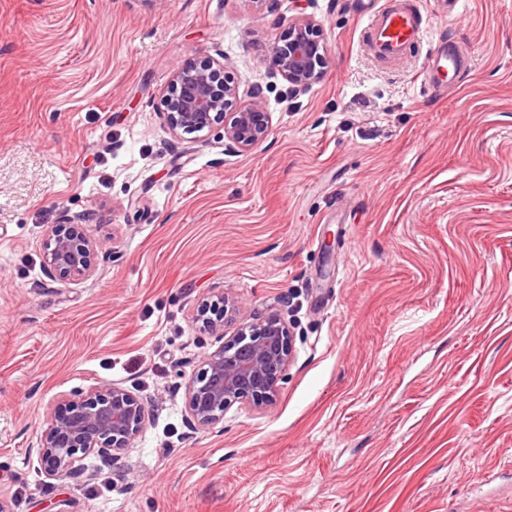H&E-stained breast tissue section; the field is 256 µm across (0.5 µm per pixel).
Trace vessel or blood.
I'll use <instances>...</instances> for the list:
<instances>
[{"mask_svg":"<svg viewBox=\"0 0 512 512\" xmlns=\"http://www.w3.org/2000/svg\"><path fill=\"white\" fill-rule=\"evenodd\" d=\"M366 34L371 51L386 61L404 59L411 47L423 36L421 14L407 0H384L368 17ZM471 61L460 52L454 41H434L426 57L424 83L432 90L444 89L440 72L458 73L470 67Z\"/></svg>","mask_w":512,"mask_h":512,"instance_id":"obj_1","label":"vessel or blood"}]
</instances>
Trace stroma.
I'll return each mask as SVG.
<instances>
[{
    "mask_svg": "<svg viewBox=\"0 0 512 512\" xmlns=\"http://www.w3.org/2000/svg\"><path fill=\"white\" fill-rule=\"evenodd\" d=\"M383 0H0V496L12 512H512V0H413L400 66L363 30ZM322 27L323 80L268 49ZM473 66L421 87L430 44ZM189 58L260 87L268 138L175 139L157 108ZM105 242L49 278L46 228ZM227 293L282 314L272 405L191 429L185 387L223 343L194 317ZM104 383L149 420L87 484L46 477L56 397ZM281 42L271 46L270 59L292 87L309 89L323 79L330 50L320 24L309 17L297 18Z\"/></svg>",
    "mask_w": 512,
    "mask_h": 512,
    "instance_id": "1",
    "label": "stroma"
}]
</instances>
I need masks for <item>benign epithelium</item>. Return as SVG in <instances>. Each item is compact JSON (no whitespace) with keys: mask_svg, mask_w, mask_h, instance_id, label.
Listing matches in <instances>:
<instances>
[{"mask_svg":"<svg viewBox=\"0 0 512 512\" xmlns=\"http://www.w3.org/2000/svg\"><path fill=\"white\" fill-rule=\"evenodd\" d=\"M270 59L288 83L309 89L319 83L330 63V50L320 24L309 17L294 20L282 42L270 48ZM221 59H190L174 72L158 107L171 133L184 135L224 127V139L248 152L272 129L262 92L255 87L241 96L226 75ZM104 243L89 238L75 224H52L45 233L42 265L56 280L76 282L94 275ZM239 302L221 296L205 302L195 321L215 336L239 312ZM293 336L279 315L242 322L230 339L199 360L186 387L185 412L195 430H209L224 419L234 404H271L278 382L292 357ZM48 426L37 440V453L51 479H78L86 473L80 456L95 455L100 474L128 448L146 425L143 402L117 384H105L80 398L61 397L50 405Z\"/></svg>","mask_w":512,"mask_h":512,"instance_id":"obj_1","label":"benign epithelium"}]
</instances>
